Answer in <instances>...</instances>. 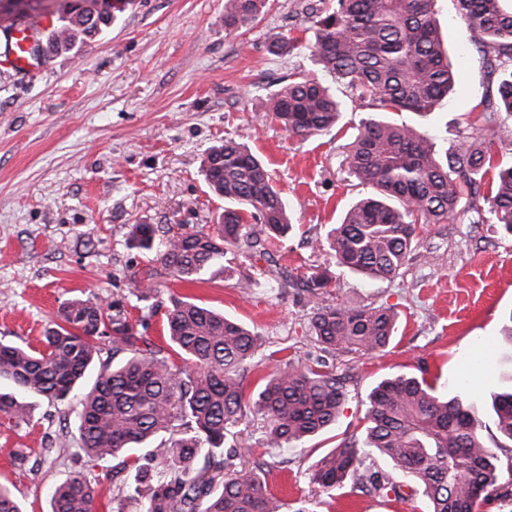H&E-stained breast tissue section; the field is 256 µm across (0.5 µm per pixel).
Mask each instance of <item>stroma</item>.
Instances as JSON below:
<instances>
[{"label": "stroma", "instance_id": "1", "mask_svg": "<svg viewBox=\"0 0 512 512\" xmlns=\"http://www.w3.org/2000/svg\"><path fill=\"white\" fill-rule=\"evenodd\" d=\"M307 0H269L252 29L224 28V0H129L111 26L69 52L44 57L16 77L0 72V340L40 347L59 305L70 298H125L131 317L149 315L147 336L162 343L170 296H188L248 324L265 345L243 377L255 396L276 368L277 350L317 358L310 333L315 301L288 280L330 269L320 301L394 307L390 345L372 355L325 357L344 377L346 398L335 425L295 446L266 444L258 418L242 427L250 457L263 462L270 489L290 512H421L419 497H378L311 484L312 465L344 438L362 435L367 395L380 380L423 377L479 409L478 432L499 457L501 489L512 492V440L495 425L492 396L512 386L502 328L512 317V234L497 224H433L402 275L369 280L337 267L327 243L334 224L370 187L348 174L351 127L367 117L346 112L340 126L307 139L289 136L271 113L267 93L306 55H274L276 36L302 27ZM440 23L460 80L426 118L407 113L452 147L494 94L452 0H440ZM266 163L294 207L295 229L273 245L274 262L236 257L235 272L210 269L197 283L159 280L150 301L129 295V275L147 263L132 247L133 224L213 228L224 201L200 173L206 151L224 138ZM250 270V293L236 286ZM156 314H149V306ZM29 421L0 416V480L25 512H50L53 488L80 468L77 399L32 397Z\"/></svg>", "mask_w": 512, "mask_h": 512}]
</instances>
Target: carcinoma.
<instances>
[{"instance_id":"obj_1","label":"carcinoma","mask_w":512,"mask_h":512,"mask_svg":"<svg viewBox=\"0 0 512 512\" xmlns=\"http://www.w3.org/2000/svg\"><path fill=\"white\" fill-rule=\"evenodd\" d=\"M438 0H311L306 22L314 39L282 35L278 53H308L318 68L344 85L351 102L369 115L347 144L351 174L375 194L353 204L329 235L336 265L371 279L399 276L419 244V224L465 219L500 224L512 234V164L493 165L501 151L496 116L512 117V0H453L472 32L495 97L481 102L484 124H472L443 152L417 126L389 118L411 112L426 117L453 91L459 75L448 62L437 24ZM266 0H224L228 32L251 29ZM101 0H73L58 11L45 51H71L112 24ZM265 109L299 137L333 128L346 102L317 77L288 74L269 94ZM497 169L484 198L462 203L459 186L473 191ZM210 191L224 199L215 231L173 232L170 225L132 224L128 240L152 254L129 278V292L146 298L157 290L158 270L197 282L222 264L230 248L247 258L271 259L269 247L293 229L288 200L265 163L231 138L201 162ZM318 297L331 286L326 269L300 279ZM397 313L390 307L321 304L311 317L312 336L324 353L380 352L387 348ZM146 316L129 318L125 303L67 299L44 334V349L0 341V413L16 423L31 414L29 396L66 400L83 386L78 414L84 462L58 484L51 512H93L95 485L87 470L109 458L134 470L118 502L145 499L144 512H286L288 504L259 474L245 467L239 425L251 413L265 424L272 447L300 442L336 422L346 393L342 379L316 361L279 360L254 400H245L240 372L262 346L244 324L200 305L170 297L163 347L143 336ZM96 376H91L93 369ZM499 432L512 440V390L492 402ZM365 437L344 439L312 466L310 482L323 489L346 479L363 493L403 498L398 477L413 482L427 512H475L499 493L497 455L477 433L474 406L440 392L425 379L398 375L367 396ZM147 452L135 454V449ZM388 463L386 471L381 464ZM0 512H22L0 482Z\"/></svg>"}]
</instances>
